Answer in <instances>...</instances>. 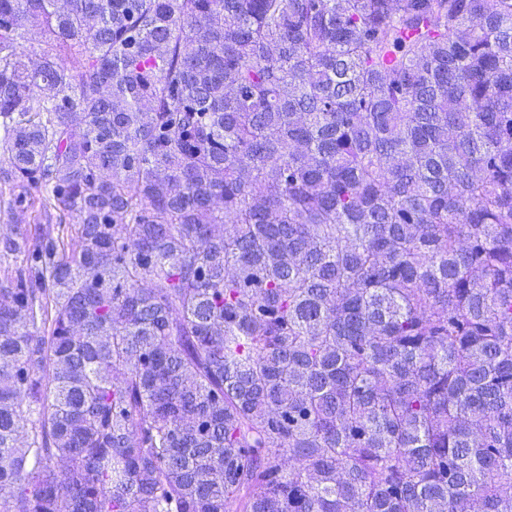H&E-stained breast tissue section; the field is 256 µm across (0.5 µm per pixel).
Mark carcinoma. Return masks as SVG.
Here are the masks:
<instances>
[{"label": "carcinoma", "mask_w": 512, "mask_h": 512, "mask_svg": "<svg viewBox=\"0 0 512 512\" xmlns=\"http://www.w3.org/2000/svg\"><path fill=\"white\" fill-rule=\"evenodd\" d=\"M0 183L5 512H512V0H0ZM54 36L42 26H28L24 38L19 40L20 51H23L33 63H37L43 51L54 44ZM38 205L28 207L24 212L9 214L0 212V234L10 233L16 227L34 232L38 224H43Z\"/></svg>", "instance_id": "carcinoma-1"}]
</instances>
